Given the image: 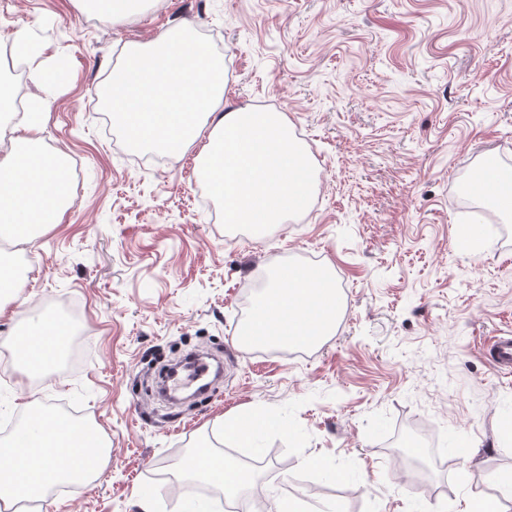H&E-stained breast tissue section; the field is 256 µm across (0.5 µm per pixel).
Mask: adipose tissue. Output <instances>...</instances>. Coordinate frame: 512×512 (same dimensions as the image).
<instances>
[{
    "mask_svg": "<svg viewBox=\"0 0 512 512\" xmlns=\"http://www.w3.org/2000/svg\"><path fill=\"white\" fill-rule=\"evenodd\" d=\"M48 109L45 98L33 95L25 101V137L16 139L8 154L0 157V191L11 192L18 206L0 208V233L22 237L21 221L47 227L59 220L55 200L64 183L58 166L33 170L30 160L37 144L41 115ZM336 289L329 272L313 276L296 270L288 278H274L260 298L250 322L256 335L276 326L278 343L305 344L327 336L336 325ZM27 343L22 349L26 369L46 366L48 349L58 336L44 318H27ZM108 454L99 432L81 422L66 419L40 421L38 431L14 443L11 456L0 462V512H14L17 503L42 500L58 481L94 482L103 471ZM196 475L217 480L220 488L253 486L254 480L231 460L218 455L188 464Z\"/></svg>",
    "mask_w": 512,
    "mask_h": 512,
    "instance_id": "1",
    "label": "adipose tissue"
}]
</instances>
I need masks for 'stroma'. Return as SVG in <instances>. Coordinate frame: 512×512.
Instances as JSON below:
<instances>
[{
	"mask_svg": "<svg viewBox=\"0 0 512 512\" xmlns=\"http://www.w3.org/2000/svg\"><path fill=\"white\" fill-rule=\"evenodd\" d=\"M187 27L224 59V99L285 113L315 168L313 199L263 234L213 223L199 194L200 143L174 164L138 166L97 114L127 49ZM38 36L48 98L41 150L81 162L77 202L27 246L39 264L0 299V347L28 313L78 307L75 369L36 379L12 362L0 435L31 404L68 407L112 444L94 484L51 491L39 512H465L512 473V375L481 356L512 332V211L462 208L487 159L512 169V0H150L136 15L83 0H10L0 46ZM331 270L339 312L311 347L243 346L257 275ZM220 350L224 381L189 411L140 394L149 361ZM252 416L261 448L224 437ZM411 426L424 469L389 440ZM262 462L256 502L204 493L180 465L201 440ZM477 450L470 462L456 444Z\"/></svg>",
	"mask_w": 512,
	"mask_h": 512,
	"instance_id": "35a3bbf8",
	"label": "stroma"
}]
</instances>
